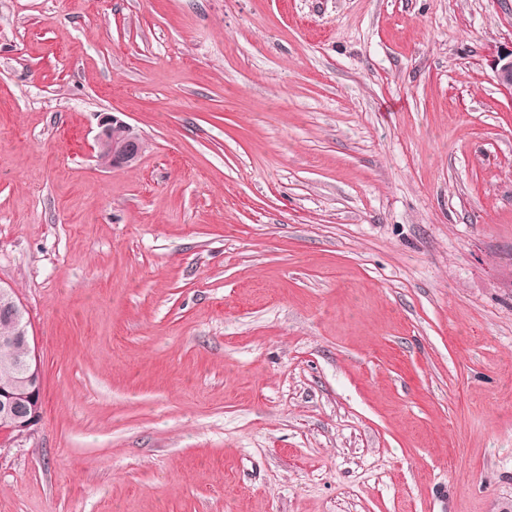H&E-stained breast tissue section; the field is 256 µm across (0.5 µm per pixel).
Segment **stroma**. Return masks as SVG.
<instances>
[{"instance_id": "obj_1", "label": "stroma", "mask_w": 512, "mask_h": 512, "mask_svg": "<svg viewBox=\"0 0 512 512\" xmlns=\"http://www.w3.org/2000/svg\"><path fill=\"white\" fill-rule=\"evenodd\" d=\"M510 49L512 0H0V512H512ZM95 142L98 159L104 167H133L145 150L141 133L118 116L103 113ZM10 289L0 287V318L13 328L10 335L0 336V346H22L24 378L3 384L16 374L20 349L0 347V434L18 438L29 434L43 416V364L29 335L25 309L16 301Z\"/></svg>"}]
</instances>
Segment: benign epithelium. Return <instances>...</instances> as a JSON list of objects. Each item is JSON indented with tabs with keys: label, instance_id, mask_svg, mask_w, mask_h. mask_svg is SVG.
<instances>
[{
	"label": "benign epithelium",
	"instance_id": "benign-epithelium-1",
	"mask_svg": "<svg viewBox=\"0 0 512 512\" xmlns=\"http://www.w3.org/2000/svg\"><path fill=\"white\" fill-rule=\"evenodd\" d=\"M498 83L512 89V52L498 57ZM100 163L108 168L133 167L145 150L141 133L114 114L105 113L99 120L95 138ZM0 319L9 322L13 331L0 336V346L25 349L22 363L24 378L19 382L0 384V434L18 438L29 434L43 416V364L29 335L25 309L12 292L0 287Z\"/></svg>",
	"mask_w": 512,
	"mask_h": 512
}]
</instances>
